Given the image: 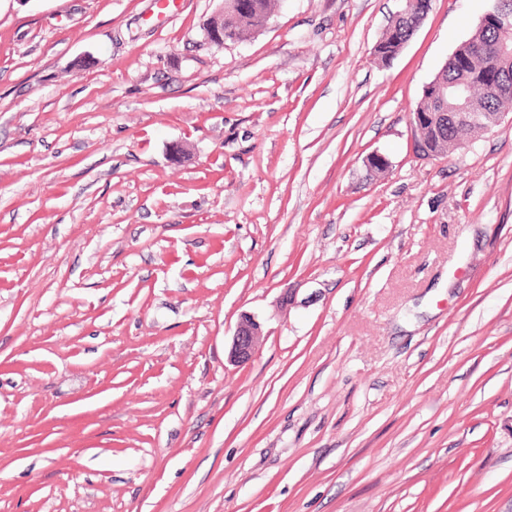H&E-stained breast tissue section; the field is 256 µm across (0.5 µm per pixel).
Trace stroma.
I'll return each instance as SVG.
<instances>
[{
    "mask_svg": "<svg viewBox=\"0 0 512 512\" xmlns=\"http://www.w3.org/2000/svg\"><path fill=\"white\" fill-rule=\"evenodd\" d=\"M490 4L0 0V512H512V121L409 124ZM222 6L204 26V39L210 44L224 47L229 42H244L269 18L274 1L251 0L246 9L237 7L235 1L224 0ZM224 12L227 20L224 21ZM404 2L400 14L391 22L386 33L375 46L374 53L381 62H387L399 53L422 23L430 7V0H405ZM262 336L261 325L250 317L238 323L230 349V358L235 363H246L252 359Z\"/></svg>",
    "mask_w": 512,
    "mask_h": 512,
    "instance_id": "35a3bbf8",
    "label": "stroma"
}]
</instances>
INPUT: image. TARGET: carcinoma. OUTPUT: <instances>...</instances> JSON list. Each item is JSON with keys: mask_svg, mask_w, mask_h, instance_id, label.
Instances as JSON below:
<instances>
[{"mask_svg": "<svg viewBox=\"0 0 512 512\" xmlns=\"http://www.w3.org/2000/svg\"><path fill=\"white\" fill-rule=\"evenodd\" d=\"M274 0H249L247 8L237 7L235 0H224V40L244 42L263 25L269 18ZM430 0H409L404 4L400 14L377 43L374 53L382 62L393 59L409 37L419 27L427 15ZM502 37L500 24L492 21L485 27H476L466 40L444 63L435 75L436 86L450 83L457 75H465L471 82L472 104L487 112H504L512 108V79L504 78L506 73L512 74V65L508 70L490 67L495 60ZM483 51H475L476 46ZM477 133L479 129L460 127L450 131H442L435 146L440 152L454 154V143L461 140L465 133Z\"/></svg>", "mask_w": 512, "mask_h": 512, "instance_id": "cac0c4a2", "label": "carcinoma"}]
</instances>
